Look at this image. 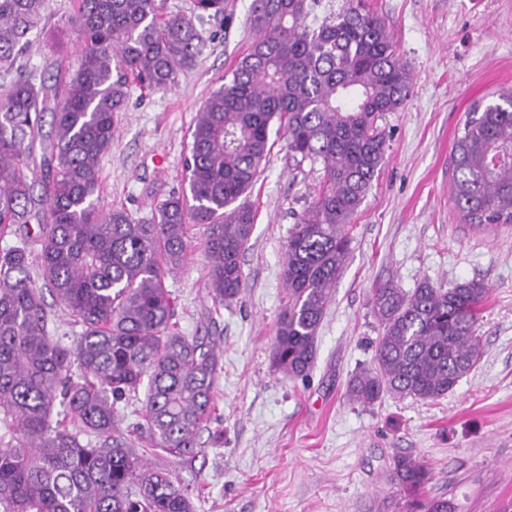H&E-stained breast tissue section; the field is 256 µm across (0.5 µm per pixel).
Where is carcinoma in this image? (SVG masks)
I'll list each match as a JSON object with an SVG mask.
<instances>
[{"mask_svg":"<svg viewBox=\"0 0 512 512\" xmlns=\"http://www.w3.org/2000/svg\"><path fill=\"white\" fill-rule=\"evenodd\" d=\"M49 2L0 0V73L11 77L0 85V235L17 225L39 241L43 283L82 331L72 345L51 335L26 247L0 251V512H194L188 490L117 421L118 404L141 400L153 447L184 460L215 413L220 346L175 331L166 286L187 258V226H203L211 293L230 305L245 288L241 255L255 221L247 194L273 126L293 157L322 166L320 190L288 236V302L272 347L279 372L306 377L349 257L350 221L385 160L379 121L404 104L411 74L385 22L360 3L311 24L319 0H252L257 37L191 128L188 190L137 218L99 204L115 115L130 79L165 90L195 64L196 21L224 15V0H193L190 16L165 14L157 0H77L67 25L80 63L53 80L22 63ZM451 193L465 223L512 224V89L466 113ZM488 292L475 280L375 284L381 332L371 365L349 379V399L370 407L386 395L452 392L482 358ZM387 478L403 512H456L427 496L432 470L410 454L393 458Z\"/></svg>","mask_w":512,"mask_h":512,"instance_id":"carcinoma-1","label":"carcinoma"}]
</instances>
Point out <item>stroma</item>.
I'll return each instance as SVG.
<instances>
[{
	"instance_id": "35a3bbf8",
	"label": "stroma",
	"mask_w": 512,
	"mask_h": 512,
	"mask_svg": "<svg viewBox=\"0 0 512 512\" xmlns=\"http://www.w3.org/2000/svg\"><path fill=\"white\" fill-rule=\"evenodd\" d=\"M75 0H50L46 28L28 67L50 74L77 66L81 43L53 40ZM251 0H224L205 19L193 68L164 91L131 86L99 163L100 203L137 217L185 186L190 130L209 93L244 56L255 33ZM412 75L408 99L384 124V164L352 217L349 259L318 333L307 379L276 371L271 352L288 301L281 270L288 234L322 183L320 165L294 159L277 138L251 191L254 229L243 255L244 294L224 305L209 295L205 236L189 225L188 256L166 281L182 335L221 343L216 411L202 451L177 461L141 436L139 451L188 488L195 512H393L386 481L392 457L429 464L432 497L456 512H512V226L488 234L465 224L451 194V156L470 106L512 87V0H365ZM422 280L489 289L479 322L484 353L453 392L435 401L384 397L366 408L347 382L370 365L380 333L371 287Z\"/></svg>"
}]
</instances>
